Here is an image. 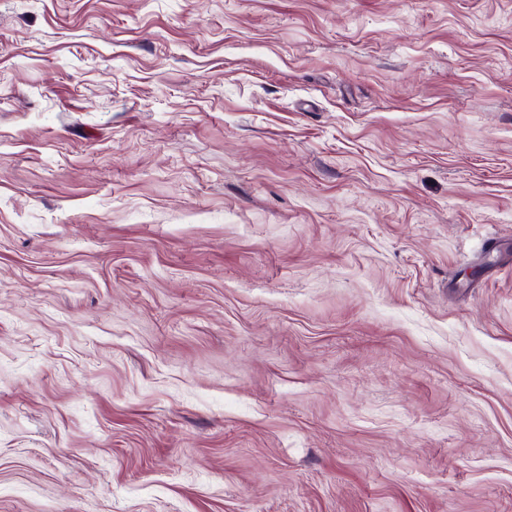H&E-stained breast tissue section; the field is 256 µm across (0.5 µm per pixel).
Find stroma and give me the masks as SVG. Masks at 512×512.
<instances>
[{
	"label": "stroma",
	"instance_id": "35a3bbf8",
	"mask_svg": "<svg viewBox=\"0 0 512 512\" xmlns=\"http://www.w3.org/2000/svg\"><path fill=\"white\" fill-rule=\"evenodd\" d=\"M0 512H512V0H0Z\"/></svg>",
	"mask_w": 512,
	"mask_h": 512
}]
</instances>
